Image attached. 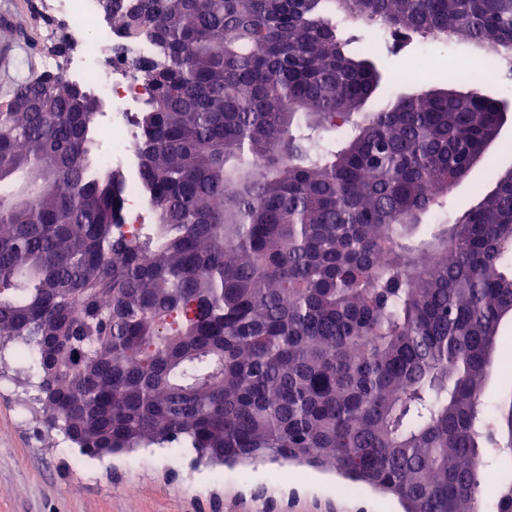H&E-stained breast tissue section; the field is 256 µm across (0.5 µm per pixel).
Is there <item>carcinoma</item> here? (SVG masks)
Returning a JSON list of instances; mask_svg holds the SVG:
<instances>
[{"mask_svg":"<svg viewBox=\"0 0 512 512\" xmlns=\"http://www.w3.org/2000/svg\"><path fill=\"white\" fill-rule=\"evenodd\" d=\"M136 67L134 174L62 71L0 105V358L86 455L328 467L406 512H483L512 463V169L462 213L505 103L382 75L333 15L512 51V0H99ZM344 130L339 144L321 133ZM24 191H17L18 184ZM509 391L491 406V378ZM496 512H512V468Z\"/></svg>","mask_w":512,"mask_h":512,"instance_id":"obj_1","label":"carcinoma"}]
</instances>
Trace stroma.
<instances>
[{
  "label": "stroma",
  "mask_w": 512,
  "mask_h": 512,
  "mask_svg": "<svg viewBox=\"0 0 512 512\" xmlns=\"http://www.w3.org/2000/svg\"><path fill=\"white\" fill-rule=\"evenodd\" d=\"M43 30L38 0H0V101L49 54ZM419 44L448 70L463 73L464 87L488 89L512 111V83L485 87L481 68L471 63L480 50L463 41L416 36L400 50L375 55L383 90H414L409 58ZM500 140V148L451 190L448 209L464 208L492 175L512 168V119ZM23 397L10 382H0V512H402L395 496L362 484L355 485L353 497H340L339 475L306 465L267 459L208 465L172 446L86 456L61 437L46 438L23 411ZM130 484L138 489L136 497L125 491Z\"/></svg>",
  "instance_id": "obj_1"
}]
</instances>
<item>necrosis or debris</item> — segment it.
I'll return each instance as SVG.
<instances>
[{"label":"necrosis or debris","mask_w":512,"mask_h":512,"mask_svg":"<svg viewBox=\"0 0 512 512\" xmlns=\"http://www.w3.org/2000/svg\"><path fill=\"white\" fill-rule=\"evenodd\" d=\"M45 7L48 13L66 18L69 38L81 49L71 62V80L91 87L99 100L112 105V124L106 129L112 150L101 155V165L128 163L136 136L125 114L138 102L133 65L151 56V44L119 42L111 22L101 16L98 0H45ZM107 46L112 49V77L108 80L101 78L96 65L99 52Z\"/></svg>","instance_id":"obj_1"}]
</instances>
